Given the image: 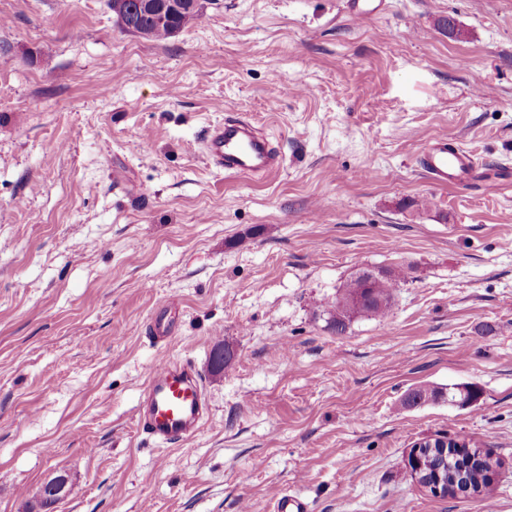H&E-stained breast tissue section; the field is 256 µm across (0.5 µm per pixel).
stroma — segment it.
I'll return each instance as SVG.
<instances>
[{
	"label": "stroma",
	"mask_w": 512,
	"mask_h": 512,
	"mask_svg": "<svg viewBox=\"0 0 512 512\" xmlns=\"http://www.w3.org/2000/svg\"><path fill=\"white\" fill-rule=\"evenodd\" d=\"M200 0L147 41L107 0H0V512H512V0ZM457 29L447 32L445 18ZM285 157L210 166L225 113ZM445 138L462 185L417 159ZM360 268L401 269L385 317L336 332ZM175 301V332L151 323ZM232 353L222 371L213 351ZM191 362L209 413L159 445L150 371ZM420 385L438 400L410 406ZM474 386L472 405L448 387ZM488 452L490 487L412 481L425 437ZM420 165L431 180L447 185L469 180L477 162L470 151L448 144L447 139H441L423 152Z\"/></svg>",
	"instance_id": "1"
}]
</instances>
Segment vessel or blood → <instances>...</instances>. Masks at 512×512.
<instances>
[{
  "mask_svg": "<svg viewBox=\"0 0 512 512\" xmlns=\"http://www.w3.org/2000/svg\"><path fill=\"white\" fill-rule=\"evenodd\" d=\"M205 149L213 166L240 176H262L282 165L269 139L251 122L231 114L209 129ZM420 164L431 180L445 185L469 180L477 162L470 151L441 139L423 152ZM204 410L205 395L197 371L189 363L168 361L154 367L137 420L153 440L172 443L197 432Z\"/></svg>",
  "mask_w": 512,
  "mask_h": 512,
  "instance_id": "obj_1",
  "label": "vessel or blood"
}]
</instances>
